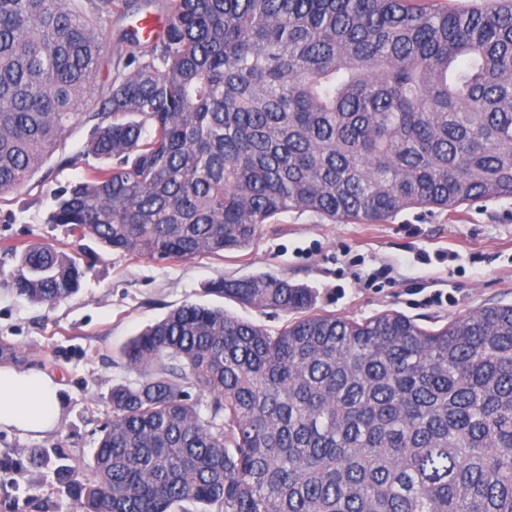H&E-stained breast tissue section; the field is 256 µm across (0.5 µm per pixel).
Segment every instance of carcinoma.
Masks as SVG:
<instances>
[{"label": "carcinoma", "instance_id": "cac0c4a2", "mask_svg": "<svg viewBox=\"0 0 512 512\" xmlns=\"http://www.w3.org/2000/svg\"><path fill=\"white\" fill-rule=\"evenodd\" d=\"M130 0H0V195L92 123L47 223L159 259L247 247L286 212L380 224L512 197V0H166V28L107 41ZM16 292L84 270L15 245ZM210 294L298 313L275 334L186 302L121 350L82 512H512V305L432 330L311 312L265 275ZM209 397L199 415L188 389Z\"/></svg>", "mask_w": 512, "mask_h": 512}]
</instances>
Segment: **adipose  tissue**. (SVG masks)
I'll return each instance as SVG.
<instances>
[{
	"mask_svg": "<svg viewBox=\"0 0 512 512\" xmlns=\"http://www.w3.org/2000/svg\"><path fill=\"white\" fill-rule=\"evenodd\" d=\"M61 389L48 373L0 367V430L32 438L51 435L62 415Z\"/></svg>",
	"mask_w": 512,
	"mask_h": 512,
	"instance_id": "1",
	"label": "adipose tissue"
}]
</instances>
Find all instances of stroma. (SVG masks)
<instances>
[{
    "label": "stroma",
    "mask_w": 512,
    "mask_h": 512,
    "mask_svg": "<svg viewBox=\"0 0 512 512\" xmlns=\"http://www.w3.org/2000/svg\"><path fill=\"white\" fill-rule=\"evenodd\" d=\"M89 130L73 128L21 192L0 196V248L48 244L87 268L73 296L36 304L15 292V262L0 251V343L15 352L11 366L57 376L65 405L46 439L0 431V512H81L57 470L88 473L112 416V387L140 380L120 355L123 345L170 310L186 302L221 307L272 332L289 321L206 293L212 281L285 278L311 289L314 312L360 322L395 310L431 329L458 313L512 303V198L453 212L409 209L382 224L289 212L245 249L221 256L158 260L105 249L47 221L56 192L91 162Z\"/></svg>",
    "instance_id": "stroma-1"
}]
</instances>
